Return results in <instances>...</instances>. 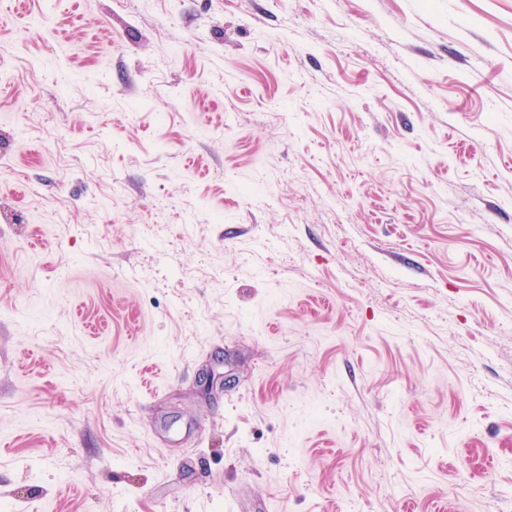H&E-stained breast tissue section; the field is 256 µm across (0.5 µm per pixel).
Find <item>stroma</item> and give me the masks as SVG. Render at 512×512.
Returning a JSON list of instances; mask_svg holds the SVG:
<instances>
[{
	"instance_id": "obj_1",
	"label": "stroma",
	"mask_w": 512,
	"mask_h": 512,
	"mask_svg": "<svg viewBox=\"0 0 512 512\" xmlns=\"http://www.w3.org/2000/svg\"><path fill=\"white\" fill-rule=\"evenodd\" d=\"M0 16V506L512 512V0Z\"/></svg>"
}]
</instances>
